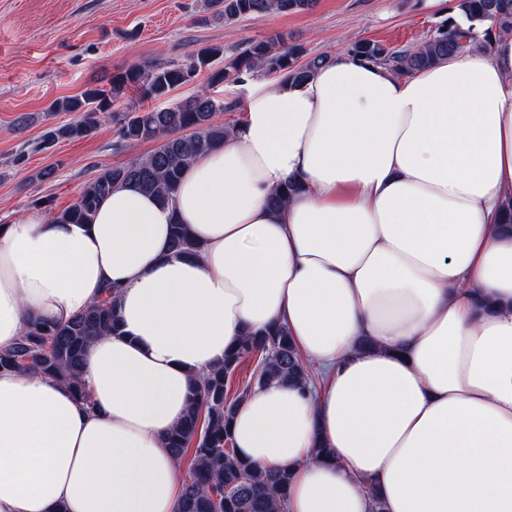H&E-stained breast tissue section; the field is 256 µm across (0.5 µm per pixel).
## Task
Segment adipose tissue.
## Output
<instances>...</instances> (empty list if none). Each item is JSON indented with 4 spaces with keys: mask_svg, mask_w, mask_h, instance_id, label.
<instances>
[{
    "mask_svg": "<svg viewBox=\"0 0 512 512\" xmlns=\"http://www.w3.org/2000/svg\"><path fill=\"white\" fill-rule=\"evenodd\" d=\"M510 200L507 38L410 76L333 53L251 85L173 202L118 186L92 223L0 226V350L108 284L122 329L84 351L88 400L0 370V512H179L169 433L198 377L273 325L320 384L255 388L232 438L288 468L286 512H512ZM175 222L198 253L171 249Z\"/></svg>",
    "mask_w": 512,
    "mask_h": 512,
    "instance_id": "adipose-tissue-1",
    "label": "adipose tissue"
}]
</instances>
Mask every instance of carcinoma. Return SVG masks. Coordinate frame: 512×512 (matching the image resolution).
<instances>
[{
	"instance_id": "cac0c4a2",
	"label": "carcinoma",
	"mask_w": 512,
	"mask_h": 512,
	"mask_svg": "<svg viewBox=\"0 0 512 512\" xmlns=\"http://www.w3.org/2000/svg\"><path fill=\"white\" fill-rule=\"evenodd\" d=\"M219 5L229 22L242 16L302 12L313 7L314 0H219ZM451 10L466 23L460 24L450 15L417 47L389 48L362 38L351 44L348 53L385 65L398 75H409L479 41L488 44L512 36V0H456ZM327 59L325 54L311 56L302 46L276 36L250 41L233 58H224L223 47L209 46L191 53L182 63L135 65L112 76L108 90L89 89L79 96L54 100L50 111L67 112L73 118L45 131L38 147L48 149L60 140L89 136L112 109V98L127 88L151 99H164L205 69L212 85L242 82L258 75L301 83ZM217 61L222 62L218 68L214 67ZM226 111H234V105H226L201 89L166 108L129 107L113 114L125 143L158 140L160 144L120 166L96 172L73 204L59 211L48 209L49 217L62 223L89 224L100 201L123 184L134 185L163 204L170 203L184 169L224 141L232 128L215 121L218 113ZM171 248L186 254L197 252L186 225H171ZM120 333L114 303L104 300L63 324H33L14 346L0 351V369L31 367L43 375L64 379L82 397L80 369L85 347L99 336ZM256 355V386L288 380L304 385L309 380L306 366L283 327L241 337L225 354L224 362L199 377L186 415L168 436V448L177 463L191 456L179 512H284L291 481L288 470L261 469L239 458L231 443L233 416L251 387L230 400L227 386L240 363Z\"/></svg>"
}]
</instances>
